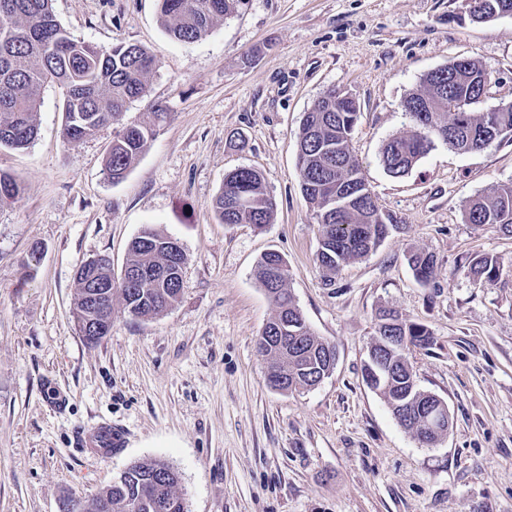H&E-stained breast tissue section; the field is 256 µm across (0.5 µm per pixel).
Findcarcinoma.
<instances>
[{
  "mask_svg": "<svg viewBox=\"0 0 512 512\" xmlns=\"http://www.w3.org/2000/svg\"><path fill=\"white\" fill-rule=\"evenodd\" d=\"M166 31L175 40L192 43L206 36L220 20L238 13L247 0H157ZM10 17L0 29V148L22 149L37 134L34 113L49 83L62 89L61 134L68 142L80 141L99 128L121 121L127 105L147 95L148 78L155 62L137 44L109 49L73 38L57 20L52 0H0V12ZM479 63L461 65L455 80L427 74L412 98L428 102L434 125L445 135L448 147L463 153L479 151L493 133L512 130V112H494L489 121L481 112H457L463 96L477 97L474 85ZM360 112L353 96L336 101V90L326 91L303 119L298 137L297 162L301 190L316 218L320 219V247L317 260L322 269L335 272L341 265L367 255L382 241L380 225L391 222L372 203H361L346 194V188L366 192L368 187L350 141ZM168 113L153 106L147 119L130 127L124 125L112 138L105 159V172L113 182L122 181L130 168L154 139L157 127ZM410 128L389 139L381 151V162L392 176L407 174L428 152L420 136L418 116L411 115ZM19 183L0 172V202L15 198ZM276 202L263 175L252 168H239L224 178L212 209L222 224L270 223ZM472 224L495 225L512 234V183L498 186L492 194L478 196L465 206ZM175 239L151 227L135 237L129 247L124 269L141 274L139 288L130 291L123 282H114L112 260L103 255L96 262L80 266L75 274L77 324L88 335L86 343L96 344V328L112 330V300L123 301L136 319L152 318L180 298L182 286L154 276L166 265ZM416 278L427 283L434 268L433 256L414 252L408 258ZM512 271V264L483 256L470 263L472 276L484 283L495 282ZM255 277L276 307L261 336L272 337L265 354L284 370L288 391L310 389L325 369L328 349L334 345L315 335L288 290V261L278 252L265 253L257 263ZM104 283L105 311L87 314L86 296L90 285ZM379 322L393 324L391 330L407 338L413 347L431 343L428 330L407 321L393 311H384ZM391 382L377 387L388 406L406 390L412 366L398 351L390 357ZM398 424L419 443L434 447L441 436H431L417 418H399ZM179 472L161 460H143L129 465L112 485L79 503L77 512H158L156 499L170 504L168 512H187L185 500L176 493Z\"/></svg>",
  "mask_w": 512,
  "mask_h": 512,
  "instance_id": "obj_1",
  "label": "carcinoma"
}]
</instances>
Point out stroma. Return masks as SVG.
Instances as JSON below:
<instances>
[{
  "label": "stroma",
  "instance_id": "35a3bbf8",
  "mask_svg": "<svg viewBox=\"0 0 512 512\" xmlns=\"http://www.w3.org/2000/svg\"><path fill=\"white\" fill-rule=\"evenodd\" d=\"M61 25L102 47H145L146 97L168 117L120 183L103 160L115 126L61 136L62 91L46 86L38 134L0 149L20 194L0 204V512H58L130 464L176 468L188 512H512V274L486 284L478 256L512 263V235L464 218L468 200L512 183V135L460 153L442 141L405 176L381 150L406 131L403 102L431 70L476 59L493 72L481 109L512 103V17L477 23L468 0H248L193 43L166 32L157 0H53ZM360 105L353 151L389 235L326 274L303 197L297 141L323 92ZM260 171L276 200L270 224H223L212 202L230 171ZM152 227L186 256L169 310L133 320L114 303L95 345L74 317L80 264L109 255L120 274L132 239ZM284 255L289 288L337 360L318 386L272 389L257 349L275 307L255 277ZM433 255L429 283L410 253ZM432 336L408 359L418 385L445 401L452 426L433 448L397 423L365 382L381 308ZM61 391L63 404L52 399ZM109 421L126 448L101 461L76 430Z\"/></svg>",
  "mask_w": 512,
  "mask_h": 512
}]
</instances>
